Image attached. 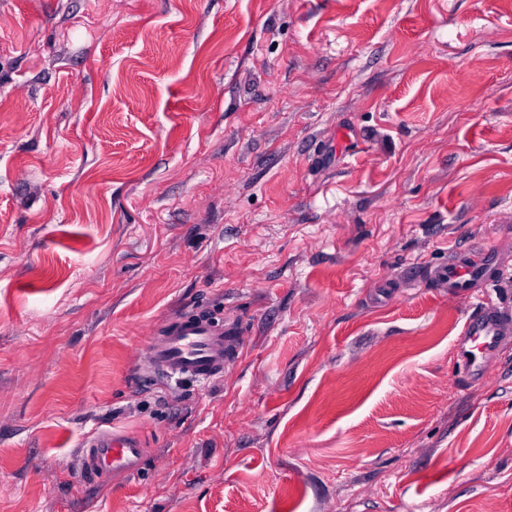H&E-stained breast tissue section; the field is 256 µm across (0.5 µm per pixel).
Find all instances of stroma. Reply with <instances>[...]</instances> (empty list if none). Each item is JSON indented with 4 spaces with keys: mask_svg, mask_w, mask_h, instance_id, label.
Segmentation results:
<instances>
[{
    "mask_svg": "<svg viewBox=\"0 0 512 512\" xmlns=\"http://www.w3.org/2000/svg\"><path fill=\"white\" fill-rule=\"evenodd\" d=\"M193 309L206 385L145 359ZM0 512H512V0H0ZM488 254V253H487ZM487 254L470 261L455 259L448 261V266L434 270L433 278L439 284H447L455 294H464L474 283L493 276L494 268L487 262ZM502 318L500 313L486 309L467 318L461 337V361L467 380L483 378L482 365L476 350H489L499 344ZM236 327H224L201 313L177 315L167 321L146 344L154 374L172 379L215 381L239 349ZM145 449L140 437L122 430H101L84 442L80 467L93 481L118 474L135 475L142 468Z\"/></svg>",
    "mask_w": 512,
    "mask_h": 512,
    "instance_id": "1",
    "label": "stroma"
}]
</instances>
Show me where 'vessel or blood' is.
<instances>
[{
    "mask_svg": "<svg viewBox=\"0 0 512 512\" xmlns=\"http://www.w3.org/2000/svg\"><path fill=\"white\" fill-rule=\"evenodd\" d=\"M493 268L486 258L458 259L437 268L433 278L463 294L474 283L491 278ZM500 313L485 310L469 316L462 331L461 361L467 380L483 377L478 353L495 348L500 342ZM239 349V331L219 324L207 315L191 313L167 321L146 344V354L154 374L161 377H190L215 381L224 375V367ZM143 443L134 433L101 430L84 442L80 456L82 472L95 481L106 476L139 472L144 462Z\"/></svg>",
    "mask_w": 512,
    "mask_h": 512,
    "instance_id": "1",
    "label": "vessel or blood"
}]
</instances>
